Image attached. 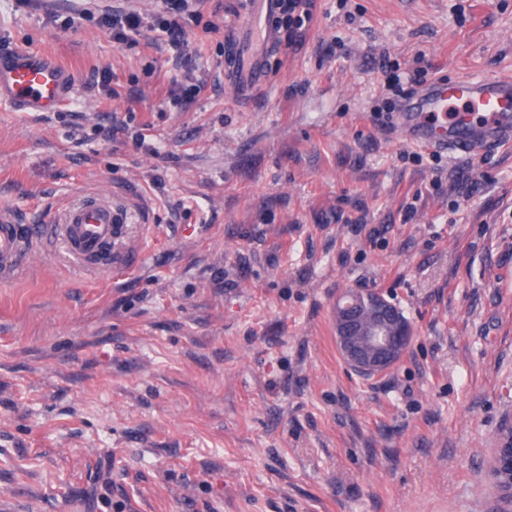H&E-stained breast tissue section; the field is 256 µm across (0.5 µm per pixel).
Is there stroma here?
<instances>
[{
  "label": "stroma",
  "instance_id": "35a3bbf8",
  "mask_svg": "<svg viewBox=\"0 0 512 512\" xmlns=\"http://www.w3.org/2000/svg\"><path fill=\"white\" fill-rule=\"evenodd\" d=\"M215 1L183 18L180 60L97 23L162 0H0V44L75 79L57 111L0 105V209L32 227L108 197L134 255L89 269L35 241L0 276V512H492L512 145L422 151L378 111L403 102L395 73L512 78V0H316L249 101L205 30ZM347 288L412 325L386 372L337 351Z\"/></svg>",
  "mask_w": 512,
  "mask_h": 512
}]
</instances>
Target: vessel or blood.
Segmentation results:
<instances>
[{
	"label": "vessel or blood",
	"mask_w": 512,
	"mask_h": 512,
	"mask_svg": "<svg viewBox=\"0 0 512 512\" xmlns=\"http://www.w3.org/2000/svg\"><path fill=\"white\" fill-rule=\"evenodd\" d=\"M275 0H243L244 36L227 42L226 56L238 62L234 83L245 95L264 74L259 58L273 44L269 20ZM73 92L69 70L49 56L16 45L0 49V102L20 111L52 112L68 104ZM400 126L425 148L475 155L512 142V79L487 77L436 82L401 107ZM128 212L109 199L92 197L70 206L50 231L78 263L97 268L102 245L121 237ZM26 238L12 215L0 210V275L17 269Z\"/></svg>",
	"instance_id": "b4317fda"
}]
</instances>
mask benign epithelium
Returning <instances> with one entry per match:
<instances>
[{"label": "benign epithelium", "mask_w": 512, "mask_h": 512, "mask_svg": "<svg viewBox=\"0 0 512 512\" xmlns=\"http://www.w3.org/2000/svg\"><path fill=\"white\" fill-rule=\"evenodd\" d=\"M336 347L344 362L357 374L372 376L392 368L408 350L412 328L400 309L383 293L347 289L333 305ZM512 473V443L493 449L490 469L496 497L503 492L500 472Z\"/></svg>", "instance_id": "benign-epithelium-1"}]
</instances>
